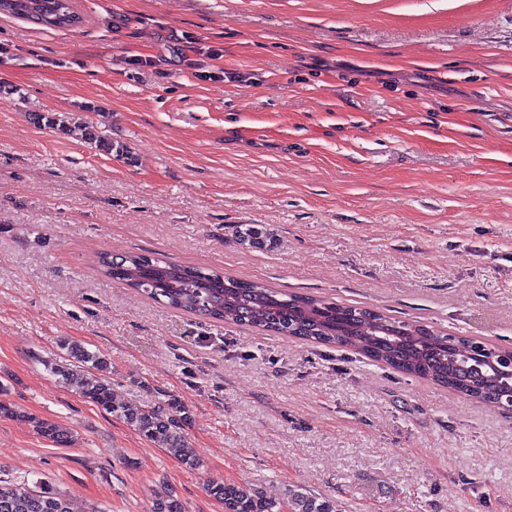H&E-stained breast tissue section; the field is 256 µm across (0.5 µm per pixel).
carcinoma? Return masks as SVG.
Here are the masks:
<instances>
[{
    "label": "carcinoma",
    "instance_id": "carcinoma-1",
    "mask_svg": "<svg viewBox=\"0 0 512 512\" xmlns=\"http://www.w3.org/2000/svg\"><path fill=\"white\" fill-rule=\"evenodd\" d=\"M0 13L27 20L39 16V25L47 28H73L82 23L71 0H0ZM31 120L62 134L71 133L75 125L95 150L119 157L126 153L123 144L80 115L34 114ZM233 233L245 248H266L275 243L274 234L263 224H236ZM94 267L101 275L173 309L277 336L349 348L375 363L479 403L497 406L512 393V374L499 359L502 350L483 346L484 360L473 367L469 354L475 350L476 341L427 325L324 297L286 293L261 282L158 256L115 257L99 252ZM64 349L72 362L48 366L52 375L156 447L173 452L187 467L200 466L187 441L188 417L177 397L169 395L160 403L140 406L119 401L112 391L106 358L78 343H67ZM31 422L38 434L58 445L74 442L72 432L58 423L36 418ZM206 491L224 505V512H280L284 502L292 512H336L332 501L300 485L288 487L282 499L267 496L261 485L252 482L213 480ZM0 512H71V508L66 497L48 484L41 483L34 490L0 479ZM149 512H185V508L174 494L165 493L153 498Z\"/></svg>",
    "mask_w": 512,
    "mask_h": 512
}]
</instances>
